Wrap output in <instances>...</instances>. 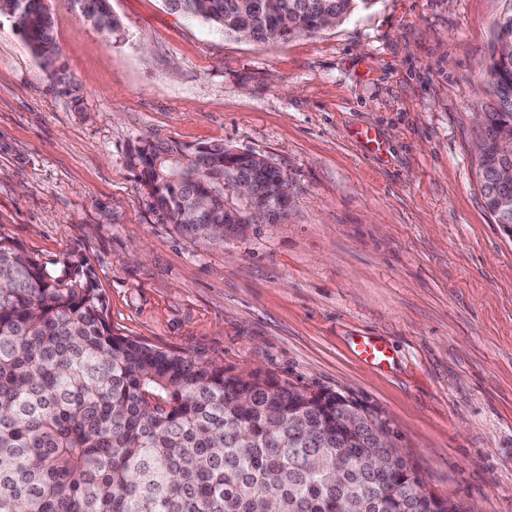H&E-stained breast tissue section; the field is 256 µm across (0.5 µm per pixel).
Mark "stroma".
Segmentation results:
<instances>
[{
  "mask_svg": "<svg viewBox=\"0 0 512 512\" xmlns=\"http://www.w3.org/2000/svg\"><path fill=\"white\" fill-rule=\"evenodd\" d=\"M45 4L58 81L0 17V235L87 262L113 334L366 405L427 492L512 512V224L476 161L505 0H374L270 44L162 0H110L112 36ZM139 137L267 156L294 182L287 220L220 245L156 223ZM369 335L387 366L353 354ZM353 352L360 360L378 367L389 364L393 358L391 348L378 336H359Z\"/></svg>",
  "mask_w": 512,
  "mask_h": 512,
  "instance_id": "obj_1",
  "label": "stroma"
}]
</instances>
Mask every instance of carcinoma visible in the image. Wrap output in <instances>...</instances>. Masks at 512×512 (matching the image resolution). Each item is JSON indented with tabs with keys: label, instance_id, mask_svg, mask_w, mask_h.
Listing matches in <instances>:
<instances>
[{
	"label": "carcinoma",
	"instance_id": "cac0c4a2",
	"mask_svg": "<svg viewBox=\"0 0 512 512\" xmlns=\"http://www.w3.org/2000/svg\"><path fill=\"white\" fill-rule=\"evenodd\" d=\"M112 35L109 0H75ZM171 12L269 42L341 23L371 0H163ZM49 76L60 49L44 0H0ZM495 105L480 118L478 174L495 219L512 196L483 159L512 163V2L496 22L489 66ZM128 163L140 170L158 224L216 243L235 220L285 218L289 203L264 195L286 171L224 145L186 149L141 138ZM247 181L252 193L238 194ZM346 397L316 395L257 371L152 348L112 334L93 271L50 269L0 236V512H418L405 463L356 469L353 457L384 452L370 431L341 422Z\"/></svg>",
	"mask_w": 512,
	"mask_h": 512
}]
</instances>
